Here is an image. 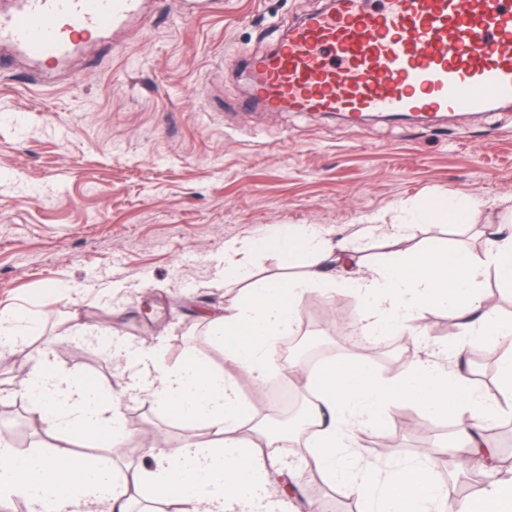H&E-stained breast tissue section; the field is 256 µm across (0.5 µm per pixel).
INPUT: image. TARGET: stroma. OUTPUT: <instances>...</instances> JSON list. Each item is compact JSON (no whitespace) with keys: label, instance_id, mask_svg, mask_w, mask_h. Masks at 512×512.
Returning a JSON list of instances; mask_svg holds the SVG:
<instances>
[{"label":"stroma","instance_id":"35a3bbf8","mask_svg":"<svg viewBox=\"0 0 512 512\" xmlns=\"http://www.w3.org/2000/svg\"><path fill=\"white\" fill-rule=\"evenodd\" d=\"M323 4L222 0L186 19L178 0H147L108 49L87 46L53 83L0 73V308L40 322L30 342L51 349L60 370L120 397L129 433L111 453L120 472L141 466L142 433L157 429L175 444L190 431L162 404L125 395L129 371L99 335L154 346L169 366L193 356L221 368L224 354L199 315L237 303L225 266L281 278L308 261L246 250L272 226L315 224L350 237L369 263L435 236L482 250L463 226L420 223L397 243L366 236L370 217L395 224L451 193L482 199L483 219L512 217V112L430 126L372 119L353 130L321 112L254 102L247 61ZM275 382L307 394L301 374L271 371L245 387L258 418L275 411L262 399ZM415 412L401 406L384 429L366 430L377 442L368 461L392 470L419 456L400 424ZM270 455L293 459L301 512L322 499L364 512L307 465V450Z\"/></svg>","mask_w":512,"mask_h":512}]
</instances>
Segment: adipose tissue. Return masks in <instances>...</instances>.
I'll return each instance as SVG.
<instances>
[{"instance_id": "obj_1", "label": "adipose tissue", "mask_w": 512, "mask_h": 512, "mask_svg": "<svg viewBox=\"0 0 512 512\" xmlns=\"http://www.w3.org/2000/svg\"><path fill=\"white\" fill-rule=\"evenodd\" d=\"M481 212L480 201L451 195L411 214L408 222L436 219L468 226ZM482 234L479 255L433 241L422 250L362 265L346 240H330L317 225L276 226L253 241V248L288 259L309 256L305 272L285 280L239 272L244 282L239 304L204 315L225 360L258 377L273 365V342L294 334L296 305L307 294L356 295L360 328L368 336L417 335L420 318L430 309L458 320L464 343L426 348L402 362L393 378L345 360L306 376L313 397L309 460L327 482L355 496L369 512L447 509L429 457L388 472L367 462L359 448L360 431L382 428L398 406H415L430 418L452 417L453 451L469 464L484 469L500 460L484 431L512 413V352L501 362L498 391L491 395L478 390L463 369L448 367L461 358L469 339L488 338L512 349V317L500 313L483 287L491 275L502 290L512 289V225L488 224ZM111 354L130 371L128 395L155 398L184 427L205 430V439L147 449V464L129 479L114 474L111 459L77 455V442L112 448L125 439L127 428L113 397L86 378L60 371L44 348L22 389L36 423L48 429L45 449L22 459L0 451L1 506L19 498L28 512H95L103 503L110 512H129L134 484L169 500L175 512H294L295 494L278 486L268 454L283 438L273 428L259 445L240 437L255 414L235 378L199 360L161 365L150 347L118 345ZM457 512H512V481H492L480 495L460 501Z\"/></svg>"}]
</instances>
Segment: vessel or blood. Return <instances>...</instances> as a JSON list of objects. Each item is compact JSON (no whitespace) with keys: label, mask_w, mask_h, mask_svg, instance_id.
Wrapping results in <instances>:
<instances>
[{"label":"vessel or blood","mask_w":512,"mask_h":512,"mask_svg":"<svg viewBox=\"0 0 512 512\" xmlns=\"http://www.w3.org/2000/svg\"><path fill=\"white\" fill-rule=\"evenodd\" d=\"M142 0H0V71L54 68L123 28ZM252 75L269 109L427 120L512 105V0H335Z\"/></svg>","instance_id":"b4317fda"}]
</instances>
